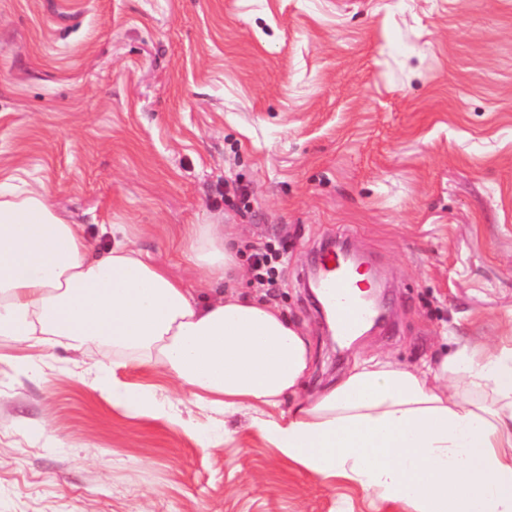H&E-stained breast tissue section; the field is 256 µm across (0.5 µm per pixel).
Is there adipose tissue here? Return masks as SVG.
Here are the masks:
<instances>
[{
  "instance_id": "obj_1",
  "label": "adipose tissue",
  "mask_w": 512,
  "mask_h": 512,
  "mask_svg": "<svg viewBox=\"0 0 512 512\" xmlns=\"http://www.w3.org/2000/svg\"><path fill=\"white\" fill-rule=\"evenodd\" d=\"M230 237L223 224L188 235L204 292L130 246L124 225L96 250L84 225L63 219L44 193L1 182L0 337L21 350L63 345L77 355L85 341H109L214 411L271 407L255 424L283 458L358 483L379 502L410 512H512V346L464 345L413 369L363 357L336 384L299 399L311 342L277 306L234 288L242 265ZM102 390L136 416L164 413L121 382Z\"/></svg>"
}]
</instances>
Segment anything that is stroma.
I'll return each instance as SVG.
<instances>
[{
	"label": "stroma",
	"instance_id": "obj_1",
	"mask_svg": "<svg viewBox=\"0 0 512 512\" xmlns=\"http://www.w3.org/2000/svg\"><path fill=\"white\" fill-rule=\"evenodd\" d=\"M10 177L95 246L126 225L189 288L190 225L279 248L271 301L314 349L302 394L359 357L507 343L512 0H0ZM336 237L373 262L386 312L341 351L302 281ZM99 369L180 422L113 408ZM254 416L212 413L106 343L75 363L1 337L0 512H406L283 459ZM213 426L224 442L201 447Z\"/></svg>",
	"mask_w": 512,
	"mask_h": 512
}]
</instances>
